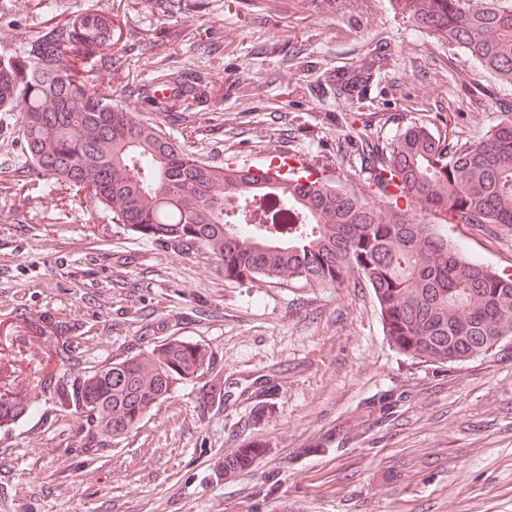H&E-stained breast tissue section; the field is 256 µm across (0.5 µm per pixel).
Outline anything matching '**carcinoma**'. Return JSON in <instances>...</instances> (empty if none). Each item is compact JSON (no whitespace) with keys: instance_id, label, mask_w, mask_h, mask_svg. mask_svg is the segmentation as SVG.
<instances>
[{"instance_id":"1","label":"carcinoma","mask_w":512,"mask_h":512,"mask_svg":"<svg viewBox=\"0 0 512 512\" xmlns=\"http://www.w3.org/2000/svg\"><path fill=\"white\" fill-rule=\"evenodd\" d=\"M417 30L463 47L501 84L512 85V0H400ZM112 14L62 12L21 49H0V111H19L20 176L87 192L123 229L181 254L203 253L232 283L367 288L391 346L438 367L490 354L512 338V274L466 257L448 225L494 232L512 226V113L477 140L450 139L412 123L390 139L372 135L355 152L364 193L309 165L306 183L283 195L248 169L192 158L161 130L112 103L87 82L88 58L122 64ZM368 63L336 76V91L362 102L377 81ZM200 75L168 70L138 89L140 102L189 112L213 93ZM211 352L179 336L148 351L50 373L58 409L86 417L92 458L132 430L176 385L201 376ZM39 408L25 393H0V424ZM259 443L224 456V478L263 456Z\"/></svg>"}]
</instances>
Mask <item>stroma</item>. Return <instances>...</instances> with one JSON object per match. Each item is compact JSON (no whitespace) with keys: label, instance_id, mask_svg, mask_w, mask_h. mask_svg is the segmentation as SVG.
<instances>
[{"label":"stroma","instance_id":"35a3bbf8","mask_svg":"<svg viewBox=\"0 0 512 512\" xmlns=\"http://www.w3.org/2000/svg\"><path fill=\"white\" fill-rule=\"evenodd\" d=\"M63 9L124 18L126 62L89 66L91 85L220 167L298 153L346 185L341 142L412 122L474 140L512 112V87L414 30L394 0H181L170 12L156 0H0V49ZM203 31L223 52L197 51ZM372 56L371 104L338 96L329 76ZM164 66L209 73L216 94L182 115L143 109L134 87ZM22 161L18 115L0 112V375L50 409L40 381L57 366L79 371L170 336L214 362L91 459L84 414L0 425V512H274L283 501L293 512H512V341L451 367L407 358L368 289L225 282L213 259L118 228L85 192L19 180ZM448 236L512 273V227ZM382 394L394 407L381 419L369 405ZM322 438L327 450L311 452ZM248 441L265 455L223 479L225 454Z\"/></svg>","mask_w":512,"mask_h":512}]
</instances>
